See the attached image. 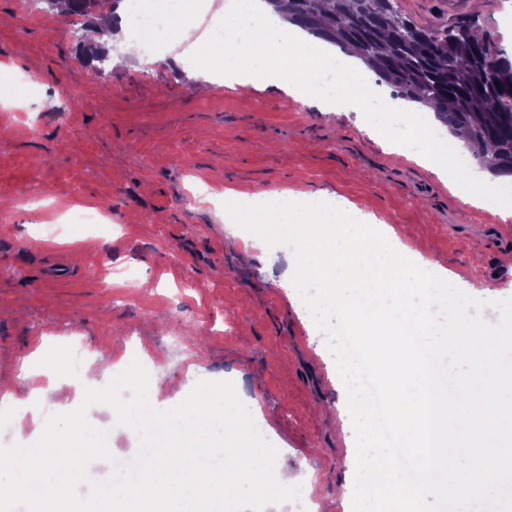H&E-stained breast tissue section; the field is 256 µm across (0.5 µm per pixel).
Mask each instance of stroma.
<instances>
[{"instance_id": "stroma-1", "label": "stroma", "mask_w": 512, "mask_h": 512, "mask_svg": "<svg viewBox=\"0 0 512 512\" xmlns=\"http://www.w3.org/2000/svg\"><path fill=\"white\" fill-rule=\"evenodd\" d=\"M425 25L476 18L498 44L512 40V0H397ZM30 0H0V61L19 82L0 84L17 110H0V389L22 369L44 396H17L0 419V445L29 447L45 421L40 401L70 412L72 387L48 390L43 360L68 367L71 342L95 359L87 382L106 386L132 362L163 386L160 409L202 381H230L257 400L276 473L312 474V500L351 512L346 444L333 408L340 376L323 338L280 281L284 252L242 262L241 240L217 231L218 208L203 183L249 192L323 189L363 213L408 230L413 247L469 280L512 284V218L464 204L438 176L390 153L351 107L284 105L275 87L216 81L183 69L173 53L89 57L87 31L110 14L39 13ZM109 209L105 223L76 228L80 205ZM35 224H58L51 242Z\"/></svg>"}]
</instances>
